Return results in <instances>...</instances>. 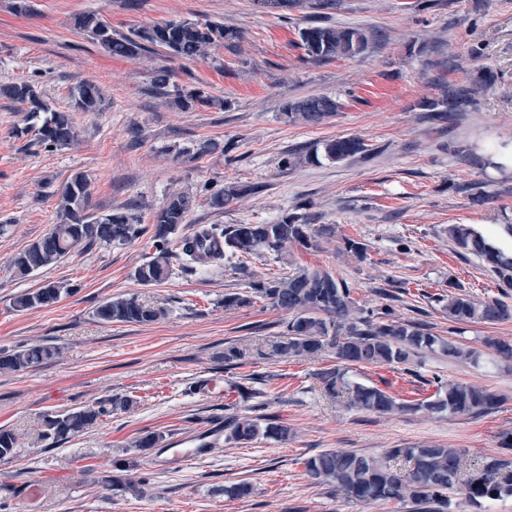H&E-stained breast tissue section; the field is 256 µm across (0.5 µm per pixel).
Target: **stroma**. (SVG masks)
Listing matches in <instances>:
<instances>
[{
  "label": "stroma",
  "instance_id": "obj_1",
  "mask_svg": "<svg viewBox=\"0 0 512 512\" xmlns=\"http://www.w3.org/2000/svg\"><path fill=\"white\" fill-rule=\"evenodd\" d=\"M411 2L341 0L324 11L325 20L378 29L386 40L354 58L316 62L298 46L299 28L311 22L306 9L284 16L258 0H32L33 14L19 15L12 0H0V85L35 83L62 110L69 89L90 80L105 106L74 113L77 142L49 152L33 136H16L25 115L0 99V349H57L37 367L0 372V427L19 443L16 457L0 461V512H411L408 501H358L315 483L304 462L329 449L379 456L419 445L462 448L473 461L504 455L501 436L512 432V361L490 355L475 367L430 356L414 376L389 365L349 371L400 400L431 395L437 376L488 388L501 404L476 418L364 412L325 395L318 374L335 365L328 352L273 356L287 315L262 301L228 308L224 296L248 290L250 279L284 274L285 261L233 259L203 276L177 266L164 283L144 286L135 270L154 254L144 237L127 246L93 245L26 279L11 269L15 255L54 224L56 189L82 172L98 215L133 200L149 216L174 191L196 197L191 230L261 224L300 208L335 233L319 248L294 249L297 262L345 279L361 309L379 308V291L388 289L398 319L421 320L447 335L441 301L449 282L477 300L501 295L490 268L457 254L447 226L474 225L500 248H512L502 233L512 224V173L490 175L484 161L485 150L512 142V0H429L421 11ZM88 9L120 33L135 24L207 19L243 38L199 63L161 53L113 58L75 29V15ZM434 39L444 40L442 55L452 58V68L430 66L421 53ZM473 46L480 57L470 55ZM162 65L177 82L222 97L223 109L182 112L152 94L151 73ZM488 71L498 81L477 110L444 124L419 111L418 102L435 96L439 81H470ZM311 95L336 99V116L318 125L283 119L286 103ZM348 136L363 139L372 155L281 167L289 149ZM203 141L212 142L210 152L175 159L176 149ZM465 181L481 183L490 202L472 206L456 190ZM206 186L251 192L219 213L201 195ZM351 240L365 247L364 259L348 252ZM51 282L71 286L72 294L48 307L15 309L17 296ZM121 296L158 301L170 312L153 323H101L96 308ZM231 346L246 350L245 367L226 369L224 351ZM250 373L263 381L244 401L234 386ZM205 379L217 380L219 389L197 390ZM115 394L131 397L132 407L46 447L45 414ZM241 414L276 417L291 437L239 445L215 436L225 417ZM146 432L161 434L163 443L143 454L132 443ZM124 465L141 481L140 493L102 484L103 475ZM241 480L252 493L226 498L225 486ZM32 485L40 495L30 502L22 493Z\"/></svg>",
  "mask_w": 512,
  "mask_h": 512
}]
</instances>
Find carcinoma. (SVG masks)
Returning <instances> with one entry per match:
<instances>
[{
    "label": "carcinoma",
    "mask_w": 512,
    "mask_h": 512,
    "mask_svg": "<svg viewBox=\"0 0 512 512\" xmlns=\"http://www.w3.org/2000/svg\"><path fill=\"white\" fill-rule=\"evenodd\" d=\"M74 27L108 55L121 58L151 55L160 50L178 60L197 62L206 59L212 47L241 39L238 30L211 20H167L135 25L126 34H116L94 10L77 14ZM298 36L300 48L313 61L356 57L384 38L377 30L334 24H311L300 29ZM174 77L167 68L154 69L152 91L171 98L182 112L199 107L224 109V99L199 87L181 86L173 81ZM495 82L491 73L469 82H443L439 84V94L423 99L419 106L430 117L449 121L461 112L477 109L481 96ZM0 95L23 106V111L32 118L45 114L35 130L36 143L55 150L71 145L78 137L71 113L99 112L103 103L99 88L89 81L71 88L65 111L52 108L29 82L0 86ZM338 109V102L329 96H310L287 103L282 116L289 122L315 125ZM367 152L361 139L339 137L323 143L320 151H288L282 167L290 170L304 161L317 162L321 156L332 163H342ZM458 190L467 193L477 206L489 201V194L476 183H462ZM252 191V187L207 188L205 200L210 208L222 211L240 195ZM90 195V183L84 173L76 172L66 180L58 194V222L15 257L16 275L24 278L61 261L79 247L130 245L148 233L155 254L135 270V277L144 286H154L170 277L174 257L193 272L219 266L235 256L272 255L283 260L290 249L298 245L316 249L321 239L334 233L332 225L315 224L311 215L294 211L263 224L200 226L183 236L178 234V229L187 223L195 204V197L190 194H169L166 204L153 213L149 224L143 223L135 204L96 215L89 211ZM447 232L459 254L480 258L498 276L501 287L512 289V255L490 245L470 224H450ZM288 266V272L280 277L252 281L244 294L225 295L224 306H249L258 298L288 313L286 330L273 345V355L308 358L323 349L331 352L336 366L318 373L330 396L343 397L351 406L378 414L425 409L450 416H481L497 408L500 399L492 391L464 383L448 384L439 377L433 381L436 391L432 395L414 401H399L376 386L350 378L348 368L359 364L402 365L405 372L415 376L416 358L425 354L446 358L450 363L477 365L481 351L455 336L446 339L436 336L422 323L396 320L390 303L383 304L376 312L362 311L355 305L349 284L326 268L291 260ZM448 287L452 292L448 293L443 310L449 322L495 324L512 320V304L500 299L476 302L468 294L455 290L456 284L450 282ZM69 291L67 285L48 283L17 297L14 306L19 310L49 306ZM166 315V308L135 297L113 298L95 310V317L105 324L152 323ZM482 344L499 357L512 360V341L487 337ZM54 354L55 350L46 345L3 351L0 371L33 368ZM132 404L130 398L115 395L97 406L49 415L42 439L51 447L87 430L104 416L130 409ZM259 438L284 442L288 440V427L271 417L224 418V440L244 445ZM17 450V436L10 430L0 429V460L15 457ZM305 467L316 483L340 489L351 498L369 502L408 499L416 506L415 512H447L448 494L460 485L464 486L469 502L476 506L485 500L512 496V457L490 456L471 462L461 448L436 445L390 448L378 457L326 450L308 458ZM102 483L138 491V482L123 474L106 475Z\"/></svg>",
    "instance_id": "1"
}]
</instances>
